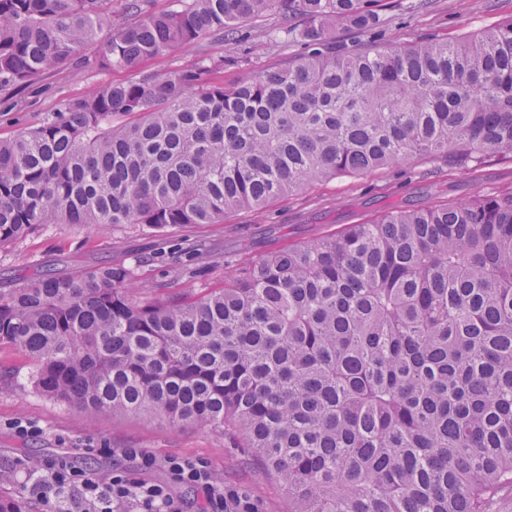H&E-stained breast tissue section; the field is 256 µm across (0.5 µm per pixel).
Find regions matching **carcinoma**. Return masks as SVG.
<instances>
[{"mask_svg": "<svg viewBox=\"0 0 512 512\" xmlns=\"http://www.w3.org/2000/svg\"><path fill=\"white\" fill-rule=\"evenodd\" d=\"M0 0V89L97 50L134 77L0 140V248L46 224H221L340 175L512 159V17L454 42L336 49L389 0ZM269 13L307 51L234 85L144 60ZM136 268L0 296V343L43 395L232 441L288 512H499L512 490V186L394 208L243 264L221 288L136 295ZM224 512H264L224 486Z\"/></svg>", "mask_w": 512, "mask_h": 512, "instance_id": "1", "label": "carcinoma"}]
</instances>
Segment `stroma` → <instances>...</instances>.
Masks as SVG:
<instances>
[{
  "label": "stroma",
  "instance_id": "35a3bbf8",
  "mask_svg": "<svg viewBox=\"0 0 512 512\" xmlns=\"http://www.w3.org/2000/svg\"><path fill=\"white\" fill-rule=\"evenodd\" d=\"M414 2L397 0L372 36L390 46L421 39L450 42L512 16V0H428L421 8ZM301 25L298 19L288 23L270 15L240 28L235 40L215 37L186 45L146 60L143 67L163 74L189 68L207 56L220 57L224 69L215 78L231 85L246 72L264 70L282 57L300 52V42L293 40L288 29ZM130 77V71L122 68L101 70L93 63L72 60L34 84L0 91V139L12 138L21 127L39 125L68 99ZM511 185V160H492L468 171L425 158L364 178L323 180L273 202L263 215L237 211L226 215L220 224L174 227L164 238L133 224L103 228L50 224L0 249V294H8L16 284L45 272L66 274L109 262L137 266L140 280L155 294L170 286L186 285L200 291L222 285L246 259L367 222L387 206L424 208ZM198 239L220 243L222 251L193 276L185 266L173 263L172 255L184 252ZM31 370L25 353L12 344H0V501L17 512L47 510L24 474L16 471L18 459H61L101 478L121 468L145 482L172 485L164 462L173 456L204 460L224 483L250 487L265 512H288L283 488L248 465L240 450L222 436L207 430L178 429L146 416L88 418L37 392ZM26 422L34 426V434L19 433V424ZM102 448L110 449V456H99ZM128 448L142 449L153 458V465L147 467L140 459L125 456ZM172 487L181 512H199V499L192 488Z\"/></svg>",
  "mask_w": 512,
  "mask_h": 512
}]
</instances>
